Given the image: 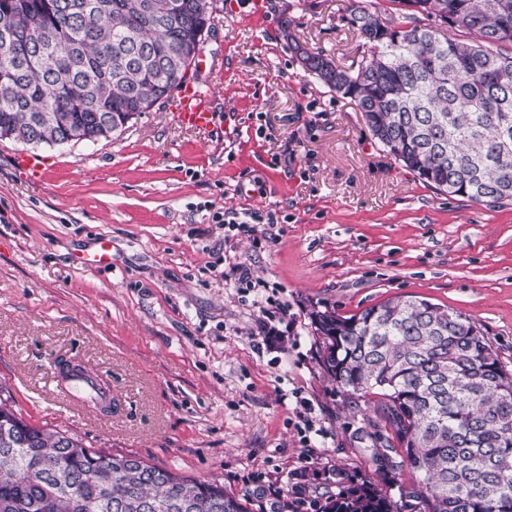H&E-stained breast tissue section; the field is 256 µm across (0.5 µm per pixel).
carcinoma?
<instances>
[{
    "instance_id": "obj_1",
    "label": "carcinoma",
    "mask_w": 512,
    "mask_h": 512,
    "mask_svg": "<svg viewBox=\"0 0 512 512\" xmlns=\"http://www.w3.org/2000/svg\"><path fill=\"white\" fill-rule=\"evenodd\" d=\"M363 0L346 5L358 60L342 67L292 40L304 73L351 100L402 167L448 196L512 202V0ZM213 0H0V138L107 140L181 88L214 22ZM465 30L472 40L452 31ZM318 362L350 398L379 397L360 437L386 474L307 494L243 493L132 455L88 448L0 399V512H512V373L481 325L427 300L350 316L310 312Z\"/></svg>"
}]
</instances>
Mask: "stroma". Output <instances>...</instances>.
Here are the masks:
<instances>
[{
  "instance_id": "obj_1",
  "label": "stroma",
  "mask_w": 512,
  "mask_h": 512,
  "mask_svg": "<svg viewBox=\"0 0 512 512\" xmlns=\"http://www.w3.org/2000/svg\"><path fill=\"white\" fill-rule=\"evenodd\" d=\"M215 121L174 97L98 142L35 146L30 182L0 138V397L29 423L234 492L253 481L338 493L378 475L358 440L373 405L318 362L309 313L417 296L480 323L512 369V203L437 192L305 76L281 35L357 55L346 0H216ZM275 212L274 224L223 213ZM107 242L112 266L84 264ZM249 277L240 280V268ZM108 383L111 416L53 381L58 359ZM15 160L18 167L33 182L41 181L50 167L48 158L40 155L20 153L16 155Z\"/></svg>"
}]
</instances>
